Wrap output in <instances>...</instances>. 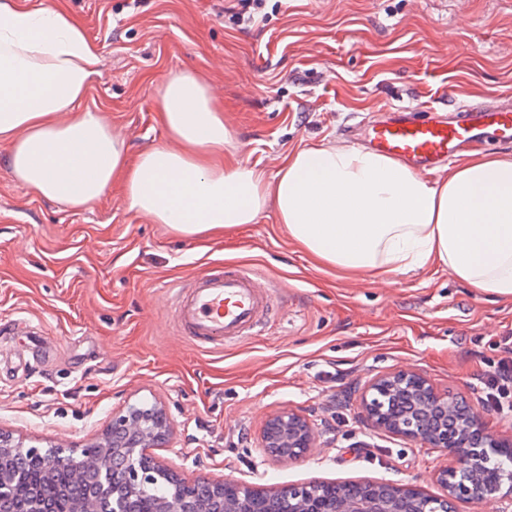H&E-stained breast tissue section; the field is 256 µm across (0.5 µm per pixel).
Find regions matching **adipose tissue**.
<instances>
[{"instance_id":"obj_1","label":"adipose tissue","mask_w":512,"mask_h":512,"mask_svg":"<svg viewBox=\"0 0 512 512\" xmlns=\"http://www.w3.org/2000/svg\"><path fill=\"white\" fill-rule=\"evenodd\" d=\"M104 59L61 7L0 0V145L12 176L73 208L121 183L130 210L198 238L273 210L292 244L352 277L399 283L434 267L512 299V157L482 152L431 180L399 160L330 142L289 152L274 175L228 158L208 85L172 74L157 112L166 143L129 157L86 98Z\"/></svg>"}]
</instances>
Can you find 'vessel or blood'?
I'll list each match as a JSON object with an SVG mask.
<instances>
[{
    "mask_svg": "<svg viewBox=\"0 0 512 512\" xmlns=\"http://www.w3.org/2000/svg\"><path fill=\"white\" fill-rule=\"evenodd\" d=\"M491 138L512 142V102L464 104L446 117L395 108L369 121L360 142L426 173ZM272 291L252 270L227 267L171 284L167 294L180 331L205 344L252 335Z\"/></svg>",
    "mask_w": 512,
    "mask_h": 512,
    "instance_id": "b4317fda",
    "label": "vessel or blood"
}]
</instances>
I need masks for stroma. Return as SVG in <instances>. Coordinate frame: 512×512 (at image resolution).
<instances>
[{
    "mask_svg": "<svg viewBox=\"0 0 512 512\" xmlns=\"http://www.w3.org/2000/svg\"><path fill=\"white\" fill-rule=\"evenodd\" d=\"M62 2L103 54L88 98L130 155L166 140L155 110L174 71L196 72L224 109L236 160L274 174L288 152L340 138L390 107L452 110L512 97V5L505 0H266L257 25L225 0ZM0 146V432L24 446L79 448L115 413L161 403L160 465L181 478L275 490L312 481L391 480L440 494L451 456L379 431L357 390L421 370L479 401L507 358L512 299L492 301L429 267L389 285L318 267L273 211L204 240L129 210L120 187L82 209L12 178ZM244 265L279 282L262 335L199 347L176 326L168 281ZM299 411L320 442L266 456L268 416Z\"/></svg>",
    "mask_w": 512,
    "mask_h": 512,
    "instance_id": "stroma-1",
    "label": "stroma"
}]
</instances>
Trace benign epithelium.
Masks as SVG:
<instances>
[{
    "instance_id": "obj_1",
    "label": "benign epithelium",
    "mask_w": 512,
    "mask_h": 512,
    "mask_svg": "<svg viewBox=\"0 0 512 512\" xmlns=\"http://www.w3.org/2000/svg\"><path fill=\"white\" fill-rule=\"evenodd\" d=\"M411 381L419 391L420 399L412 404V413L394 421L384 418L383 408L378 405V390L399 381ZM361 406L367 420L379 430H384L408 441H421L452 455L451 465L440 468L436 482L441 494L428 495L412 485L374 481L375 493L369 499H361L350 493L339 496L331 507L319 505L312 493L313 484H290L268 492L246 483L227 481L218 488L230 487L233 492L224 494L218 512H253L250 493L275 502L272 512H459L462 502L495 498L502 504L501 512H512V472L495 474L491 480L477 484L469 479L485 470L489 455L498 448H511L512 440L506 441L490 433L483 425L478 409L466 397L450 390L438 391L420 371L412 368L399 369L383 374L362 388ZM112 426L132 429L136 441L117 453L99 441L80 449L76 456L55 452L49 459L54 469L71 462L80 478L94 475L100 486L96 496L76 500L72 512H98L97 501L109 495L112 483L122 476L129 494L139 493L151 478L136 464L139 448H161L168 436V426L159 433L143 423L141 409L131 407L114 417ZM320 435L299 412L288 409L272 415L266 422L263 447L288 448L281 457L293 459L294 448L309 452L316 447ZM211 483L188 482L177 479L168 498L158 503L157 512H171L177 502H187L186 512H212L207 490Z\"/></svg>"
}]
</instances>
